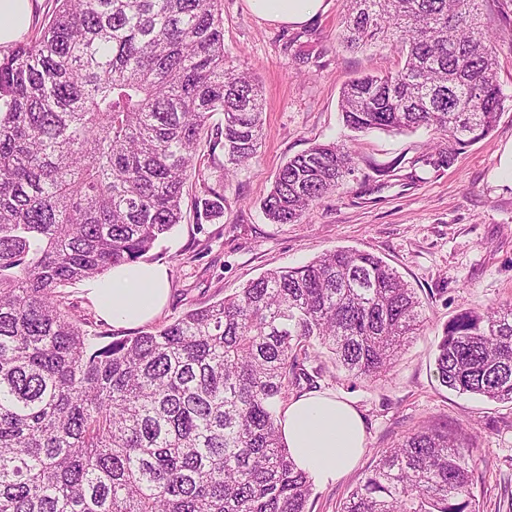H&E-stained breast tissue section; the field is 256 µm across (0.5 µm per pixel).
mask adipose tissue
<instances>
[{"label":"adipose tissue","mask_w":512,"mask_h":512,"mask_svg":"<svg viewBox=\"0 0 512 512\" xmlns=\"http://www.w3.org/2000/svg\"><path fill=\"white\" fill-rule=\"evenodd\" d=\"M258 17L301 25L325 10V0H248ZM86 292L99 315L119 325H143L162 309L168 295L165 270L145 262L112 267L88 282ZM282 436L297 466L320 485L340 481L365 448L364 421L345 399L313 392L291 400L279 413Z\"/></svg>","instance_id":"adipose-tissue-1"}]
</instances>
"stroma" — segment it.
Masks as SVG:
<instances>
[{
	"label": "stroma",
	"instance_id": "35a3bbf8",
	"mask_svg": "<svg viewBox=\"0 0 512 512\" xmlns=\"http://www.w3.org/2000/svg\"><path fill=\"white\" fill-rule=\"evenodd\" d=\"M309 23L293 27L254 15L247 0H223L224 53L252 72L264 103V124L253 163L238 172L224 196V215L194 218V183H187L183 220L149 253L168 271L170 292L155 324L242 290L266 270L297 267L322 253L353 248L371 252L415 288L425 323L390 374L353 378L326 350L310 362L316 389L350 400L366 426L365 450L339 482L315 486L308 512H339L363 479L376 452L421 425L472 435L478 460L474 495L478 512H512V405L459 394L440 384L434 351L445 324L462 311L480 314L512 300V0H486L484 22L493 32L498 80L506 96L495 129L460 153L448 169L425 166L430 130L392 133L347 129L339 107L343 86L366 73L400 68L389 42L362 52L338 38L346 0H326ZM346 145L355 170L297 224H273L261 200L279 168L316 143ZM72 313L87 331L134 335L135 327L98 317L83 284L65 290Z\"/></svg>",
	"mask_w": 512,
	"mask_h": 512
}]
</instances>
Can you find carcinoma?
<instances>
[{
    "label": "carcinoma",
    "instance_id": "obj_1",
    "mask_svg": "<svg viewBox=\"0 0 512 512\" xmlns=\"http://www.w3.org/2000/svg\"><path fill=\"white\" fill-rule=\"evenodd\" d=\"M341 43L399 45L403 66L341 91L352 132L429 128L435 170L495 127L507 96L483 0H346ZM41 29L0 52V512H306L275 407L310 349L349 375L390 372L423 326L415 289L381 258L328 251L241 292L103 345L62 288L146 258L199 222L256 155L263 103L227 64L222 0H56ZM223 169L210 183L203 163ZM354 172L342 144L288 159L261 209L274 224ZM435 365L460 394L512 404V301L463 311ZM473 447L420 426L381 452L341 512H476Z\"/></svg>",
    "mask_w": 512,
    "mask_h": 512
}]
</instances>
